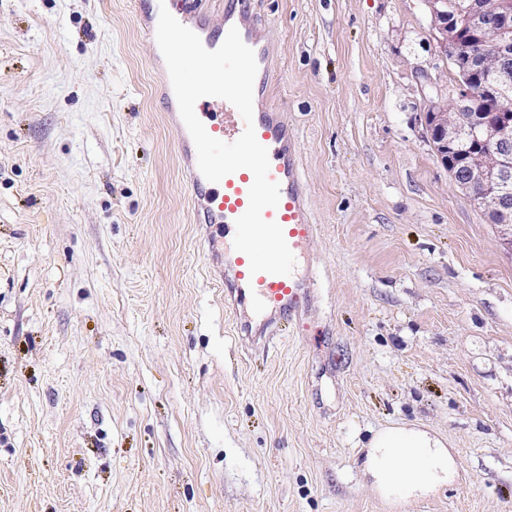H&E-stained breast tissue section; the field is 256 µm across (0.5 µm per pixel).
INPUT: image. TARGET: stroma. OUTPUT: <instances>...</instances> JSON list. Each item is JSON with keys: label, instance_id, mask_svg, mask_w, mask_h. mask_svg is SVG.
Returning a JSON list of instances; mask_svg holds the SVG:
<instances>
[{"label": "stroma", "instance_id": "stroma-1", "mask_svg": "<svg viewBox=\"0 0 512 512\" xmlns=\"http://www.w3.org/2000/svg\"><path fill=\"white\" fill-rule=\"evenodd\" d=\"M256 12L318 226L267 349L209 276L132 0H0V512H512V245L426 138L453 83L420 0ZM396 423L455 482L377 494Z\"/></svg>", "mask_w": 512, "mask_h": 512}]
</instances>
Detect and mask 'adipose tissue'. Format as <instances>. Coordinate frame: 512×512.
I'll return each instance as SVG.
<instances>
[{"mask_svg": "<svg viewBox=\"0 0 512 512\" xmlns=\"http://www.w3.org/2000/svg\"><path fill=\"white\" fill-rule=\"evenodd\" d=\"M381 496L418 497L456 477V461L445 442L415 425L395 424L375 432L359 464Z\"/></svg>", "mask_w": 512, "mask_h": 512, "instance_id": "1", "label": "adipose tissue"}]
</instances>
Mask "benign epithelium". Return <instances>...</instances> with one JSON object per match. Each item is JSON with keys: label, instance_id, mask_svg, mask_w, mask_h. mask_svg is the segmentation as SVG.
Returning a JSON list of instances; mask_svg holds the SVG:
<instances>
[{"label": "benign epithelium", "instance_id": "7a95c632", "mask_svg": "<svg viewBox=\"0 0 512 512\" xmlns=\"http://www.w3.org/2000/svg\"><path fill=\"white\" fill-rule=\"evenodd\" d=\"M442 61L459 60L451 102L429 105L427 138L453 182L512 242V0H421Z\"/></svg>", "mask_w": 512, "mask_h": 512}]
</instances>
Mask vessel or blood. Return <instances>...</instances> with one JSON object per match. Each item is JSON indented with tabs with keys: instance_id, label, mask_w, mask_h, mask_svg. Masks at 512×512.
Returning a JSON list of instances; mask_svg holds the SVG:
<instances>
[{
	"instance_id": "1",
	"label": "vessel or blood",
	"mask_w": 512,
	"mask_h": 512,
	"mask_svg": "<svg viewBox=\"0 0 512 512\" xmlns=\"http://www.w3.org/2000/svg\"><path fill=\"white\" fill-rule=\"evenodd\" d=\"M194 31L206 49L223 43L230 28H237L250 47L258 65L253 88V123L256 137L269 156V177L280 187L276 207L265 209V220L276 222L296 259V269L288 275L251 273L248 256L233 246L236 220L249 205V189L254 177L240 169L219 182L208 181L199 171L194 142L181 118L169 75H162V100L170 125L177 132V150L186 174L185 185L193 201L196 223L213 227L208 237L211 253L224 258V299L233 309L251 308L253 320L241 323L246 334L268 337L271 333L301 324V310L308 298L310 277L303 270L308 247L317 234L308 206L307 190L298 172L299 144L288 131L279 112L270 108L268 95L273 76V46L266 40L253 12L252 0H223L220 20H213L200 0H134L133 9L148 37H155L161 9ZM197 117L214 138L233 142L245 129L238 110L226 100L204 97L195 105Z\"/></svg>"
}]
</instances>
